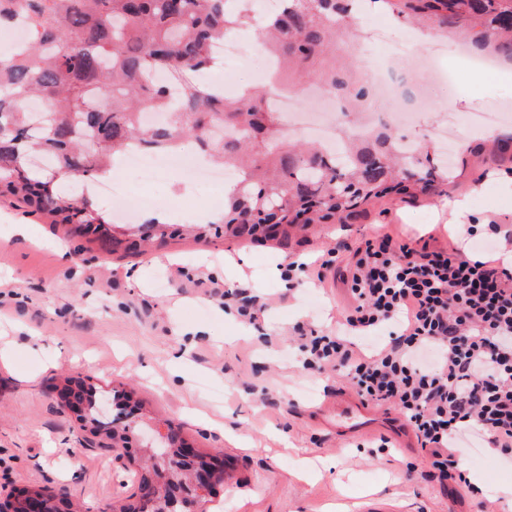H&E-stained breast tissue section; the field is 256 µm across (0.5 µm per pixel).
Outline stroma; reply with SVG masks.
Here are the masks:
<instances>
[{"label":"stroma","mask_w":512,"mask_h":512,"mask_svg":"<svg viewBox=\"0 0 512 512\" xmlns=\"http://www.w3.org/2000/svg\"><path fill=\"white\" fill-rule=\"evenodd\" d=\"M425 91L458 107L421 113L405 130L412 138L495 109L512 93V73H477ZM510 169L500 157L469 155L453 186L390 194L339 222L297 228L285 242L212 232L196 240L180 231L143 251H116L106 237L0 202V213L34 234L0 245V345L11 352L0 364V492L43 487L78 512L134 501L149 430L159 425L231 470L232 484L206 496V512H366L377 503L394 512H482L478 499L440 486L421 449H400L406 425L397 411L370 407L365 429L347 439L325 426L321 403L351 387L336 372L298 367L292 337L298 326L335 325L350 296L336 269L323 287L291 290L267 271L272 262L354 248L380 232L448 243L455 237L448 209L464 198L512 228V187L499 178ZM129 190L204 212L217 194L179 172L132 178ZM200 277L223 282L237 305L260 296L256 323L194 288ZM67 377L93 386L108 411L132 412L137 425L123 453L108 451L59 400ZM212 420L223 430L209 428ZM463 464L475 481L512 485V467L488 450L466 453Z\"/></svg>","instance_id":"1"}]
</instances>
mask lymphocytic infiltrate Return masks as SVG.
<instances>
[{"instance_id": "1", "label": "lymphocytic infiltrate", "mask_w": 512, "mask_h": 512, "mask_svg": "<svg viewBox=\"0 0 512 512\" xmlns=\"http://www.w3.org/2000/svg\"><path fill=\"white\" fill-rule=\"evenodd\" d=\"M342 277L355 305L335 329L297 336L303 368L334 369L362 401L397 408L439 482L481 493L464 443L512 462V264L379 233Z\"/></svg>"}]
</instances>
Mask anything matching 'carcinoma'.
<instances>
[{
  "label": "carcinoma",
  "instance_id": "1",
  "mask_svg": "<svg viewBox=\"0 0 512 512\" xmlns=\"http://www.w3.org/2000/svg\"><path fill=\"white\" fill-rule=\"evenodd\" d=\"M453 35L479 51L512 60V0H369ZM250 0H0V27L21 24L29 41L0 54V197L15 196L56 224H112L85 190H65L60 175L87 185L107 178L135 143L171 149L193 139L207 156L241 171L232 196L201 231L224 225L232 237L255 235V219L279 209L305 224H331L383 194H406L425 182L446 184L448 164L385 125L361 134L341 126L346 156L318 144L287 142L279 113L263 89L233 97L213 94L195 79L172 95L156 74H198L213 63L210 47L250 19ZM265 19L263 36L280 62V77L305 72L356 108L365 102L364 78L347 66L314 68L336 43V17L348 0H283ZM49 112L34 125L29 103ZM169 110L148 126L146 111ZM51 157L59 177L40 175L28 155ZM137 500L123 512H165L168 489L140 474Z\"/></svg>",
  "mask_w": 512,
  "mask_h": 512
}]
</instances>
